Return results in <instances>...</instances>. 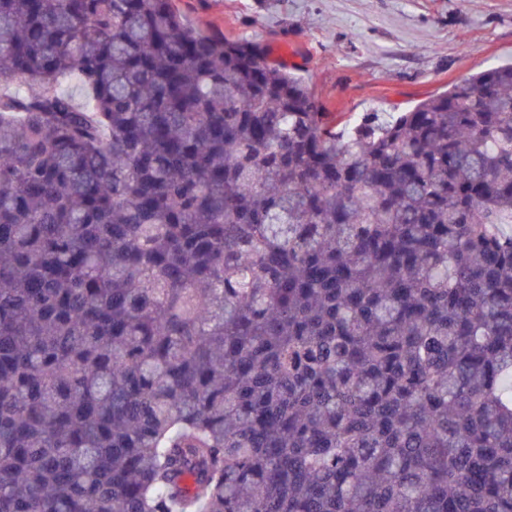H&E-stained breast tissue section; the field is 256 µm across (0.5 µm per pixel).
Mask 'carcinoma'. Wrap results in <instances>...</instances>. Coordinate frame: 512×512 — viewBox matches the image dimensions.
I'll return each instance as SVG.
<instances>
[{"label": "carcinoma", "mask_w": 512, "mask_h": 512, "mask_svg": "<svg viewBox=\"0 0 512 512\" xmlns=\"http://www.w3.org/2000/svg\"><path fill=\"white\" fill-rule=\"evenodd\" d=\"M505 224L512 65L338 130L174 0H0V512H512Z\"/></svg>", "instance_id": "1"}]
</instances>
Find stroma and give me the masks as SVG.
I'll return each mask as SVG.
<instances>
[{"label": "stroma", "instance_id": "1", "mask_svg": "<svg viewBox=\"0 0 512 512\" xmlns=\"http://www.w3.org/2000/svg\"><path fill=\"white\" fill-rule=\"evenodd\" d=\"M205 34L246 39L346 121L390 120L512 62V0H175Z\"/></svg>", "mask_w": 512, "mask_h": 512}]
</instances>
